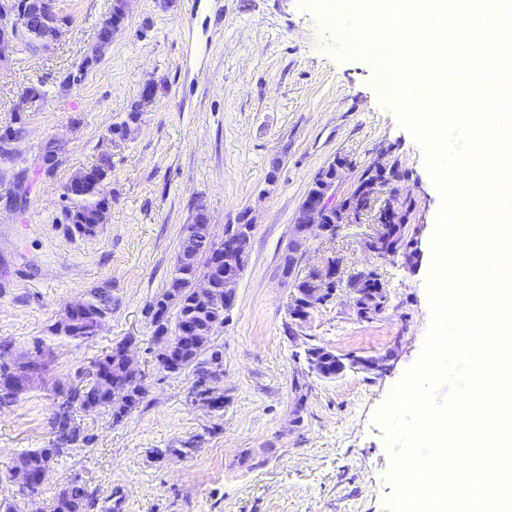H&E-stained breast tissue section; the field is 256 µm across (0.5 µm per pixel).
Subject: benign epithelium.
I'll return each instance as SVG.
<instances>
[{"label": "benign epithelium", "mask_w": 512, "mask_h": 512, "mask_svg": "<svg viewBox=\"0 0 512 512\" xmlns=\"http://www.w3.org/2000/svg\"><path fill=\"white\" fill-rule=\"evenodd\" d=\"M59 11L56 0H27L22 13L0 8V59L4 58V50L15 44L36 38L42 44L57 40L61 34L58 25ZM62 147L59 141L51 139L47 142V149L41 158L42 165L55 167L60 162ZM384 185L382 179H372L358 186L354 194L343 207L334 206L333 195L313 196L303 201L300 209L299 223L294 225L291 237L285 250L287 259L283 260L282 274L286 279L294 277L298 256L306 251L310 236L317 234L329 237L335 234L334 226L327 223V215L331 209H336V222L351 224L360 219V216L371 210L375 199ZM395 217V210L384 207L377 216L379 229L363 241L365 251L385 258L395 256L401 248L392 245L386 251L380 249L386 225ZM254 229L252 221L243 224H229L224 226V239L218 241L211 230L209 215H204L202 223L191 227L187 235L193 239H202L212 250L211 276L196 281L195 288L201 294L209 293L212 280H224V309H230L236 298V289L242 275V269L237 261L243 260L251 250V238ZM403 253V252H401ZM406 260L415 258V255L403 253ZM339 262L331 260L326 269L313 272L306 276L307 288L294 300L290 309L293 319L306 321L311 310L324 304L330 299L327 284L338 277ZM387 294L383 283H378L374 296L368 303L356 304L357 313L362 319H371L379 313L386 302ZM327 349L310 348L307 350V362L312 371L326 379L335 378L348 368H361L369 372H381L386 369V362L393 357L388 352L379 357H356L331 355L322 358Z\"/></svg>", "instance_id": "1"}]
</instances>
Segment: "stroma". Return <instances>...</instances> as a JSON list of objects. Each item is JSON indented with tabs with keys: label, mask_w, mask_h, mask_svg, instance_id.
<instances>
[{
	"label": "stroma",
	"mask_w": 512,
	"mask_h": 512,
	"mask_svg": "<svg viewBox=\"0 0 512 512\" xmlns=\"http://www.w3.org/2000/svg\"><path fill=\"white\" fill-rule=\"evenodd\" d=\"M56 5L69 24L54 45L18 46L0 62V134L25 129L0 157V338L18 355L37 340L46 351L42 376L0 411V472L47 446L55 404L129 337L146 395L118 424L101 409L77 411L89 444L54 461L35 498L1 480L0 502L48 512L76 475L100 512L116 503L120 512H392L393 448L381 410L430 327L426 277L443 196L426 149L380 98L373 65L342 55L307 0H129L123 30L89 65L112 0ZM77 71L80 81L65 85ZM149 82L158 86L154 101L125 140L110 141V127ZM33 84L45 100L15 112ZM52 138L64 153L46 169L39 158ZM104 152L112 155L108 222L84 237L65 219L64 187ZM382 152L398 176L379 201L405 213L417 257L363 251L377 229L371 212L311 239L299 276L337 259L345 280L376 271L387 302L365 321L340 288L306 322L293 320L296 290L280 265L308 189L341 157L349 166L335 197L345 199ZM19 182L30 187L20 201L12 195ZM199 204L218 239L243 213L255 219L235 304L212 337L223 353L217 412L192 403L189 373L159 367L145 314L169 286L181 229ZM95 287L116 302L104 327L81 343L55 334L66 305ZM316 346L394 357L383 374L350 368L325 379L307 363ZM188 440L198 446L192 456H166Z\"/></svg>",
	"instance_id": "stroma-1"
}]
</instances>
